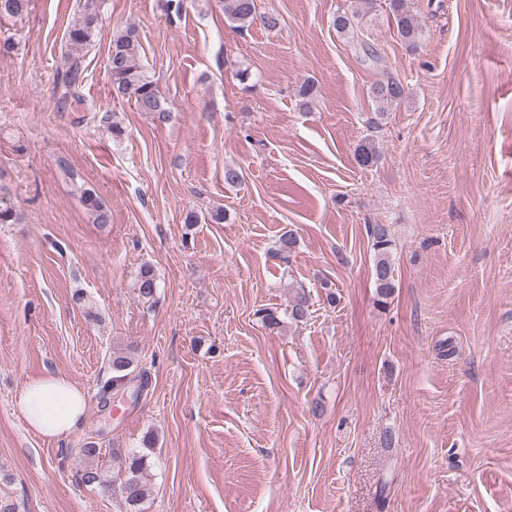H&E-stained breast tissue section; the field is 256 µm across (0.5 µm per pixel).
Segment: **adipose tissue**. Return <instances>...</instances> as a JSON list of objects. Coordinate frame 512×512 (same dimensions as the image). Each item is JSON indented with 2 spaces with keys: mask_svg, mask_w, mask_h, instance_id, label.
Wrapping results in <instances>:
<instances>
[{
  "mask_svg": "<svg viewBox=\"0 0 512 512\" xmlns=\"http://www.w3.org/2000/svg\"><path fill=\"white\" fill-rule=\"evenodd\" d=\"M17 407L33 431L46 438H58L79 427L85 412V395L64 377L46 374L25 385Z\"/></svg>",
  "mask_w": 512,
  "mask_h": 512,
  "instance_id": "1",
  "label": "adipose tissue"
}]
</instances>
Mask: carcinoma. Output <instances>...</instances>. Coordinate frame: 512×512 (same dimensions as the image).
Returning a JSON list of instances; mask_svg holds the SVG:
<instances>
[{
	"instance_id": "1",
	"label": "carcinoma",
	"mask_w": 512,
	"mask_h": 512,
	"mask_svg": "<svg viewBox=\"0 0 512 512\" xmlns=\"http://www.w3.org/2000/svg\"><path fill=\"white\" fill-rule=\"evenodd\" d=\"M223 3L225 17L237 27L244 28L253 24L257 17L256 0H220ZM396 29L408 48L418 46L423 28L418 18L411 12L407 0H390ZM27 7V0H0V15L18 17ZM358 12H341L336 14L333 25L336 32L345 38L359 40L365 49L370 44L365 41L364 33L355 28L353 18ZM100 19V0H83L81 10L69 27L66 38L68 51L57 62V73L61 78L65 95H75L82 75V62L79 52L90 44L95 36ZM143 46L140 32L136 25L129 24L117 31L112 37V46L108 57V74L114 92L119 96L133 99L138 111L147 112L164 119L170 112L169 104L156 83L147 75L141 63ZM405 94L403 84L388 77L377 82L371 88V96L376 106L377 118H382L398 105ZM379 149L372 139L360 144L356 150L357 162L362 166H372L378 162ZM85 208L92 214L97 224H109L112 221L111 210L97 193L87 189L82 195ZM367 235L374 252L372 277L376 288L378 302L387 303L395 292L394 270L392 267L393 240L387 224H370ZM136 288L144 298H151L156 289L154 274L149 267L140 270ZM309 312V299L305 292H299L289 304L288 319L299 323L305 321ZM145 385V372H135L132 360L123 351L112 353V379L106 385L104 393L117 392L123 388L126 379ZM112 461L124 470L125 478L121 481V494L126 512H139V507L146 497L143 473L146 470V456L135 453H122L112 449ZM86 485H107L109 480L105 471L97 467L83 470L80 476Z\"/></svg>"
}]
</instances>
